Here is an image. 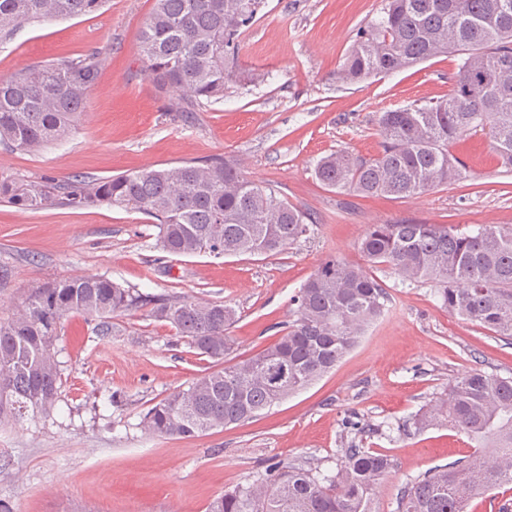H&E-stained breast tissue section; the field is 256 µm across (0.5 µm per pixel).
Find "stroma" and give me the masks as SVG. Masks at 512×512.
Wrapping results in <instances>:
<instances>
[{"label":"stroma","mask_w":512,"mask_h":512,"mask_svg":"<svg viewBox=\"0 0 512 512\" xmlns=\"http://www.w3.org/2000/svg\"><path fill=\"white\" fill-rule=\"evenodd\" d=\"M154 0H106L95 13L35 23L0 46V77L40 62L100 51L103 66L69 138L30 153L0 145V180L108 178L212 157L275 186L319 217L310 236L264 256L176 257L141 212L104 204L25 210L0 200V320L34 284L98 274L143 293L221 301L236 311L232 359L279 336L291 297L329 256L366 260L358 242L370 224L422 221L512 227V173L488 138L454 146L467 178L422 195L360 197L320 184L316 162L343 150L377 154L379 112L447 97L458 59L438 56L358 84L336 72L357 29L382 0H265L241 39L235 82L223 99L174 112L149 80L139 35ZM389 294L385 313L336 367L307 389L245 423L195 438L156 436L141 420L176 388L211 370L166 323L132 309L96 335L94 319L69 315L54 342L62 384L55 407L0 424V500L13 512H207L225 489L269 466L295 462L336 470L348 418L369 421L363 448L395 461L380 512H395L409 479L471 456L474 444L446 427L410 434L411 421L471 369L512 378V339L448 313L434 283L375 272Z\"/></svg>","instance_id":"obj_1"}]
</instances>
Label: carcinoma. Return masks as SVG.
<instances>
[{
    "mask_svg": "<svg viewBox=\"0 0 512 512\" xmlns=\"http://www.w3.org/2000/svg\"><path fill=\"white\" fill-rule=\"evenodd\" d=\"M378 17L356 31L338 69L347 83L402 71L443 54L460 56L448 97L378 114L379 152L369 158L336 151L314 175L328 188L361 197L408 198L467 177L452 152L460 137L488 132L498 166L512 172V0H383ZM105 0H0V44L22 28L73 19ZM264 0H154L140 51L157 90L178 105L224 98L242 36ZM103 58L97 51L29 66L0 77V144L37 152L64 140L81 120ZM0 198L24 209H80L106 204L156 220L163 252L214 258L262 256L311 233L316 224L270 184L244 176L230 159L146 168L112 178L0 182ZM363 268L328 257L292 296L295 319L270 346L232 365L226 334L235 310L220 301L158 296L122 287L101 275L39 283L22 308L0 321V423L55 406L61 373L53 345L72 312L107 319L131 309L168 323L220 368L155 402L144 428L158 436L197 437L252 420L330 371L385 311L374 271L389 267L408 280L431 281L448 313L512 337V228L402 221L373 224L359 242ZM288 366V381L267 375ZM417 429L448 427L479 449L407 481L396 512H467L469 503L512 485V378L472 369L413 420ZM333 474L283 462L216 497L208 512H378L382 481L394 468L384 453L354 442L340 449Z\"/></svg>",
    "mask_w": 512,
    "mask_h": 512,
    "instance_id": "carcinoma-1",
    "label": "carcinoma"
}]
</instances>
